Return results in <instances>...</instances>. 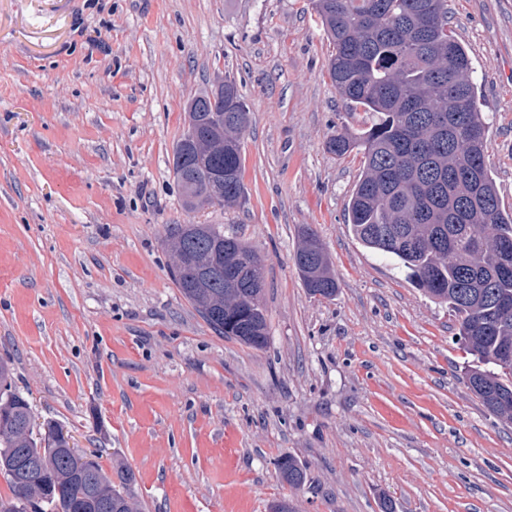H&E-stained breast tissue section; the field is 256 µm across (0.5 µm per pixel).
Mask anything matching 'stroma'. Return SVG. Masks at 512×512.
I'll list each match as a JSON object with an SVG mask.
<instances>
[{
  "label": "stroma",
  "mask_w": 512,
  "mask_h": 512,
  "mask_svg": "<svg viewBox=\"0 0 512 512\" xmlns=\"http://www.w3.org/2000/svg\"><path fill=\"white\" fill-rule=\"evenodd\" d=\"M512 213V0H448ZM311 0H0V360L141 512H512V424L467 387L457 318L348 229L367 117L331 82ZM251 112L245 199L186 209L173 148L217 79ZM167 224H220L265 265V347L214 332ZM318 234L334 298L294 265ZM295 457L306 485L283 483ZM282 481L291 487H300L306 482V472L291 456H283L276 462Z\"/></svg>",
  "instance_id": "obj_1"
}]
</instances>
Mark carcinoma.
Returning <instances> with one entry per match:
<instances>
[{"instance_id": "1", "label": "carcinoma", "mask_w": 512, "mask_h": 512, "mask_svg": "<svg viewBox=\"0 0 512 512\" xmlns=\"http://www.w3.org/2000/svg\"><path fill=\"white\" fill-rule=\"evenodd\" d=\"M333 51L328 74L353 112L371 118L357 134L336 132L326 149L336 156L353 151L364 165L348 203L349 228L361 245L395 259L409 279L458 317V336L474 365L464 372L470 391L495 417L512 423V269L500 270L504 246L512 247V215L501 207L485 160L487 126L475 98L471 62L448 21V0H312ZM208 90L188 102L199 108L194 136L224 148L173 149V173L190 210L215 204L211 174L224 172V202L243 197L241 134L251 113L232 81L224 101L210 102ZM170 268L182 296L222 336L265 346V266L257 250L224 234L221 224H166ZM295 257L308 292L330 298L336 279L314 229L306 225ZM28 400L12 389L10 369L0 361V474L13 499L0 512H27L39 494L36 476L21 459L38 452ZM47 423L44 438L58 448L43 463L45 500L32 512H139L132 471L118 467L108 476L92 457L83 478L74 476ZM291 487L306 472L291 456L276 462Z\"/></svg>"}]
</instances>
